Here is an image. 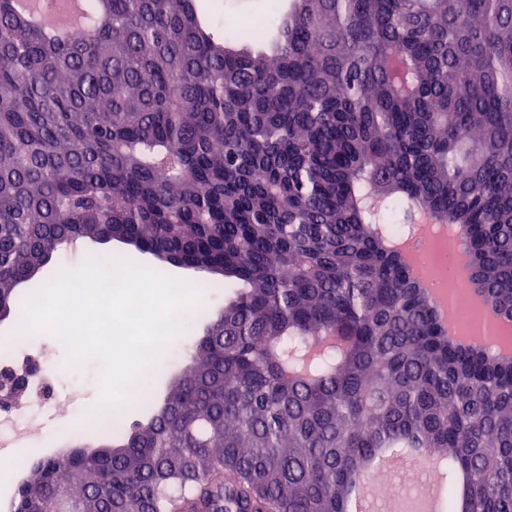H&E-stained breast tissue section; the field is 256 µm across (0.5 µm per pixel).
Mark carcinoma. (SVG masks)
<instances>
[{
	"instance_id": "obj_1",
	"label": "carcinoma",
	"mask_w": 512,
	"mask_h": 512,
	"mask_svg": "<svg viewBox=\"0 0 512 512\" xmlns=\"http://www.w3.org/2000/svg\"><path fill=\"white\" fill-rule=\"evenodd\" d=\"M83 31L0 0V318L80 239L234 292L13 512H346L381 448L467 473L445 512H512V356L448 336L392 238L461 227L512 318V0H291L238 48L195 0H87ZM134 263L148 267V268L155 270L159 273L168 275L172 278L189 283L194 286H196V281L199 280L200 278H202L204 275L203 273L192 271V270H187V269L180 268V267H173V266L161 267L159 265V263L151 255H148V254L138 255V257ZM187 320V319H186ZM185 318L181 321V329L177 336H180L179 342L171 348H167L160 359L155 364L156 368L153 374L145 380L146 386L152 393L162 395L168 383L180 372L188 363L192 354V345L201 329L202 321L196 325L195 331L188 332L185 328Z\"/></svg>"
}]
</instances>
